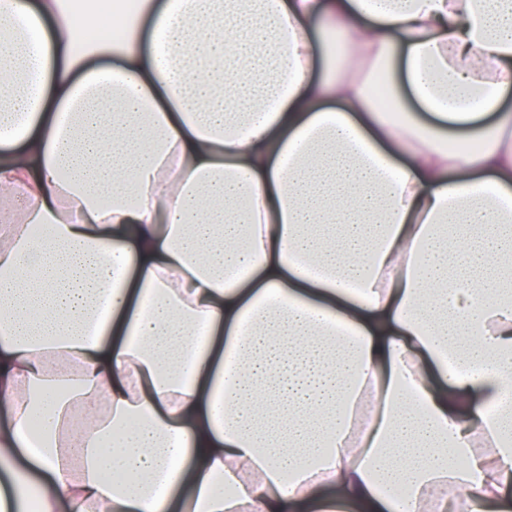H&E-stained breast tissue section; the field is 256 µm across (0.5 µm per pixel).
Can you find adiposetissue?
Masks as SVG:
<instances>
[{
    "instance_id": "1",
    "label": "adipose tissue",
    "mask_w": 512,
    "mask_h": 512,
    "mask_svg": "<svg viewBox=\"0 0 512 512\" xmlns=\"http://www.w3.org/2000/svg\"><path fill=\"white\" fill-rule=\"evenodd\" d=\"M89 7L0 0V512H512V0Z\"/></svg>"
}]
</instances>
